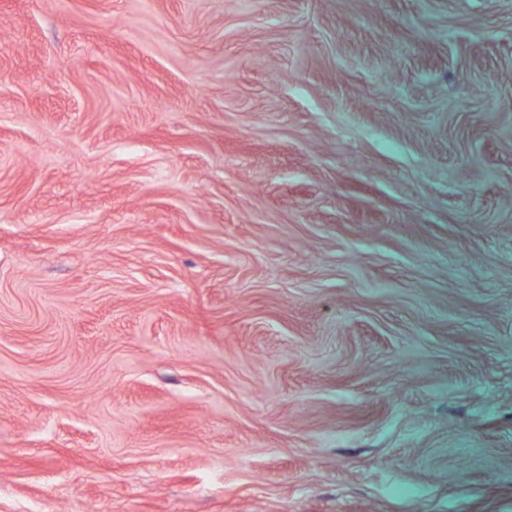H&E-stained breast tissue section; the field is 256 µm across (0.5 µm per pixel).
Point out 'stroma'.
<instances>
[{"instance_id":"stroma-1","label":"stroma","mask_w":512,"mask_h":512,"mask_svg":"<svg viewBox=\"0 0 512 512\" xmlns=\"http://www.w3.org/2000/svg\"><path fill=\"white\" fill-rule=\"evenodd\" d=\"M0 512H512V0H0Z\"/></svg>"}]
</instances>
